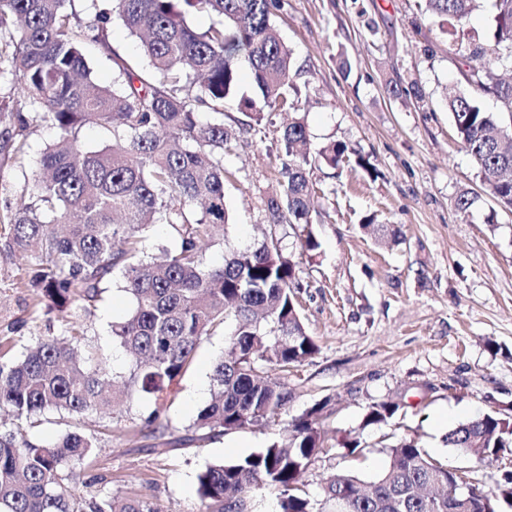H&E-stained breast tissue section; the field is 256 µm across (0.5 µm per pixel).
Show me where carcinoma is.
I'll use <instances>...</instances> for the list:
<instances>
[{"mask_svg": "<svg viewBox=\"0 0 512 512\" xmlns=\"http://www.w3.org/2000/svg\"><path fill=\"white\" fill-rule=\"evenodd\" d=\"M82 22L74 0H0V78L23 99L0 97V170L28 156L30 129L45 125L58 139L36 159L31 202L0 214V237L14 255L31 260L35 305L60 313L75 302L90 312L122 277L132 302L128 317L112 323V339L130 356L124 387L95 364L96 353L80 329L41 336H0V412L30 428L51 412L70 425L100 414L110 429L122 415L115 400L155 398L139 417V433L159 439L169 428L168 394L194 364L202 341L224 332V353L212 367L210 401L186 427L182 444L217 439L257 424L279 425L287 415L288 389L269 372L312 358L319 347L296 306L294 263L278 242L236 251L224 263H205L201 238L224 235L229 223L224 156L243 135L261 131L272 112L296 110L292 51L272 29L280 0H115L129 33L140 39L147 64L138 67L112 48L111 13L87 0ZM484 0H416L418 12L438 20L462 59L484 57L487 66L463 73L493 98L489 112L472 96L447 95L444 105L477 176L493 200L512 212V81L498 69L512 67V0H492L493 40L458 38ZM191 16L219 21L203 31ZM91 42L112 65V86L91 77L83 48ZM250 71L252 91L240 90L239 61ZM390 96L421 98L415 85L392 81ZM236 103L249 122L228 129L203 122L199 109L220 114ZM98 126L112 144L82 146V128ZM290 157L278 194L266 200L271 224L312 223L318 161L337 167L349 159L343 142L310 155L304 119H292L282 135ZM169 224L177 249L155 262L146 252L153 228ZM329 401L287 422L288 441L246 456L208 465L198 475L200 512H253L259 494H276L280 512H503L512 508V471L495 486H461L455 469L432 457L412 438L386 447L387 462L371 479L355 467L329 475L317 495L299 479L326 452ZM398 405L367 406L365 425L391 419ZM448 447L490 463L512 454V415L497 408L448 431ZM97 438L68 429L53 440L20 439L0 423V512H158L146 498L96 496L85 491L82 464Z\"/></svg>", "mask_w": 512, "mask_h": 512, "instance_id": "obj_1", "label": "carcinoma"}]
</instances>
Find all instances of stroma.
Returning <instances> with one entry per match:
<instances>
[{
    "label": "stroma",
    "mask_w": 512,
    "mask_h": 512,
    "mask_svg": "<svg viewBox=\"0 0 512 512\" xmlns=\"http://www.w3.org/2000/svg\"><path fill=\"white\" fill-rule=\"evenodd\" d=\"M281 3L272 20L300 68L298 107L312 149L340 141L364 163L312 167L321 189L312 224H268L265 202L289 161L282 142L288 115L273 113L265 133L245 138L225 157L236 173L225 185L230 223L223 238L204 239L202 249L207 263L219 264L229 250L256 247L272 235L295 264L300 315L319 351L272 377L288 386L289 416L329 399L327 423L337 443L303 476L304 488L317 493L328 475L350 465L373 476L386 463L385 445L403 435L449 467L474 470L481 485H493L512 470L511 455L478 468L445 441L451 427L488 407L512 414V213L494 211L443 103L446 89L467 94L471 88L446 36L418 14L414 0ZM343 54L351 62L347 73L339 67ZM391 79L417 84L423 100L390 97ZM35 179L28 160L0 170V212L29 199ZM465 190L477 201L463 213L454 199ZM370 214L396 229L398 242L362 233L358 224ZM309 235L318 246L302 250ZM26 275L20 260L0 254V336L13 329L29 342L63 335L54 315L32 311L33 291L20 285ZM130 307L116 282L92 313L73 308L107 371L126 369L111 326ZM223 349V334L204 339L193 369L173 385L165 439L134 431L133 416L153 406L147 399L134 400L131 420L105 433L98 414L83 418V431L98 439L83 464L88 493L145 497L158 512H198L197 475L208 463L287 437L281 425L254 427L172 447L206 404L193 391L209 385ZM380 400L397 403V413L388 424L365 425L367 405ZM344 439L360 442L359 458L346 457Z\"/></svg>",
    "instance_id": "stroma-1"
}]
</instances>
